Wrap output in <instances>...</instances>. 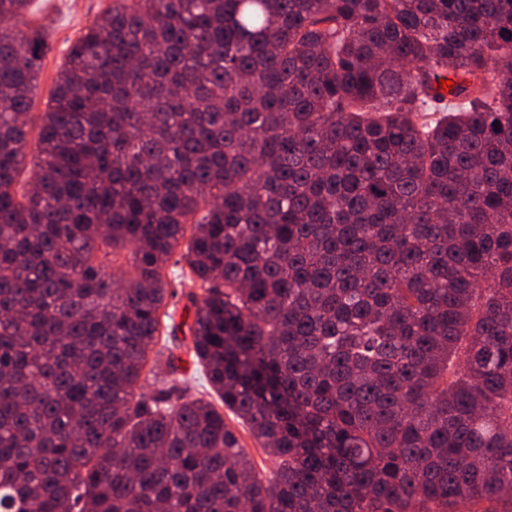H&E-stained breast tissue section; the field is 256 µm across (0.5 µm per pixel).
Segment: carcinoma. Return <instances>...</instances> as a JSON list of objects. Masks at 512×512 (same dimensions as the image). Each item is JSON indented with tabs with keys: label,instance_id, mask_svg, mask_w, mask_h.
<instances>
[{
	"label": "carcinoma",
	"instance_id": "obj_1",
	"mask_svg": "<svg viewBox=\"0 0 512 512\" xmlns=\"http://www.w3.org/2000/svg\"><path fill=\"white\" fill-rule=\"evenodd\" d=\"M29 2L0 0V512L512 502V0H112L19 193ZM184 239L194 359L267 479L146 367ZM224 419L236 431L243 448H246L249 456L260 472H270L275 468L273 459L261 448L257 441L251 436L248 428L236 419L231 413L224 409Z\"/></svg>",
	"mask_w": 512,
	"mask_h": 512
}]
</instances>
